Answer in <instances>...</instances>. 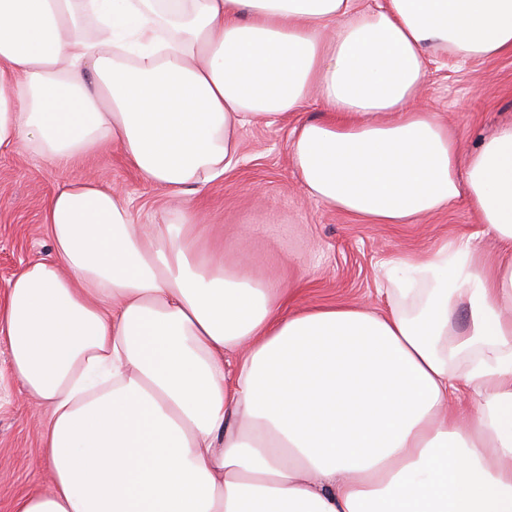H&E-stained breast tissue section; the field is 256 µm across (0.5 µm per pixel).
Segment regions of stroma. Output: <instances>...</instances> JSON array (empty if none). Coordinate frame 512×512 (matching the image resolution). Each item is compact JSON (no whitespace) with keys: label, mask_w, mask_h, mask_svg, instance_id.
I'll return each mask as SVG.
<instances>
[{"label":"stroma","mask_w":512,"mask_h":512,"mask_svg":"<svg viewBox=\"0 0 512 512\" xmlns=\"http://www.w3.org/2000/svg\"><path fill=\"white\" fill-rule=\"evenodd\" d=\"M421 101L456 134L460 154L472 152L512 122V54L464 61L430 50ZM321 117L311 100L277 125L254 121L241 132L240 165L191 196L208 232L223 241L225 261L247 252L256 278L298 289L303 305L373 302L381 258L400 250L422 254L440 237L477 231L463 198L414 224H372L309 199L289 145L294 127ZM100 177L133 201L137 223H161L176 207L113 146L63 168L23 149L0 156V292L26 263L52 257L44 214L57 186ZM8 363V349L0 344V512H13L19 495L51 482L42 443L50 410L25 394Z\"/></svg>","instance_id":"stroma-1"}]
</instances>
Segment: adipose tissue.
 Here are the masks:
<instances>
[{
	"label": "adipose tissue",
	"mask_w": 512,
	"mask_h": 512,
	"mask_svg": "<svg viewBox=\"0 0 512 512\" xmlns=\"http://www.w3.org/2000/svg\"><path fill=\"white\" fill-rule=\"evenodd\" d=\"M0 0V155L63 167L109 144L185 197L253 120L316 98L290 160L372 224L466 198L476 235L382 263L380 304L300 306L196 213L139 224L67 182L53 255L0 302L10 372L51 410L52 487L14 512H512V124L460 157L418 108L427 51L512 53V0ZM465 324H458V312Z\"/></svg>",
	"instance_id": "adipose-tissue-1"
}]
</instances>
